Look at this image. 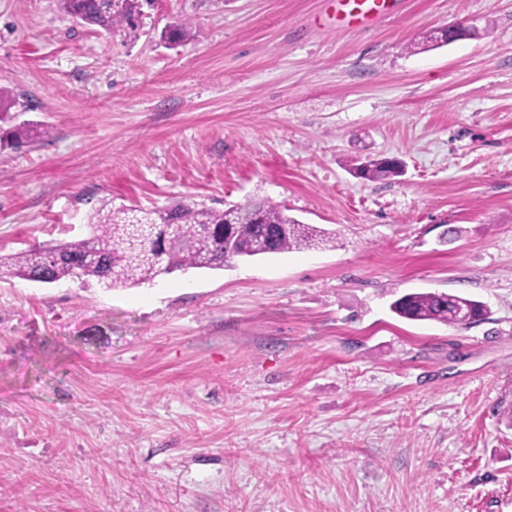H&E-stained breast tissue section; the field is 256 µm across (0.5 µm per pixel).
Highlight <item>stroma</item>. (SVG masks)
<instances>
[{"label":"stroma","instance_id":"obj_1","mask_svg":"<svg viewBox=\"0 0 512 512\" xmlns=\"http://www.w3.org/2000/svg\"><path fill=\"white\" fill-rule=\"evenodd\" d=\"M0 0V254L102 206L271 199L321 247L108 289L0 282V512H512V0ZM192 23L177 45L162 31ZM468 21L476 36L410 39ZM395 157L402 176L358 177ZM410 292L482 302L451 327ZM119 1L122 2L121 5ZM66 11L84 22L111 32L124 23L137 37L133 23L134 13L140 8L138 0H63ZM328 9L333 10L336 32L357 27H369L386 16L393 0H328ZM465 305L473 318L486 315L485 306L476 300L459 295L436 292H414L400 296L391 304L397 316L411 321H437L449 326L463 323L456 317L457 308Z\"/></svg>","mask_w":512,"mask_h":512}]
</instances>
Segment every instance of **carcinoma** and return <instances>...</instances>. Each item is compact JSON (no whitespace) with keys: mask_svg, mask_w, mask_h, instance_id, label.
<instances>
[{"mask_svg":"<svg viewBox=\"0 0 512 512\" xmlns=\"http://www.w3.org/2000/svg\"><path fill=\"white\" fill-rule=\"evenodd\" d=\"M66 11L84 22L110 32L127 25L136 33L134 13L138 0H63ZM192 27L180 23L162 38L181 43ZM31 106L0 87V112ZM403 163L368 160L357 168L369 181L400 176ZM92 234L54 247L39 246L0 257V281L22 279L52 284L69 277L104 281L109 287L151 283L158 276L191 268L222 269L238 259L292 249L314 248L327 242L324 232L288 217L267 198H252L224 210L178 203L161 209L99 208L90 218ZM466 306L474 318L485 306L459 295L414 292L391 304L397 316L411 321H437L459 326L456 310Z\"/></svg>","mask_w":512,"mask_h":512,"instance_id":"1","label":"carcinoma"}]
</instances>
